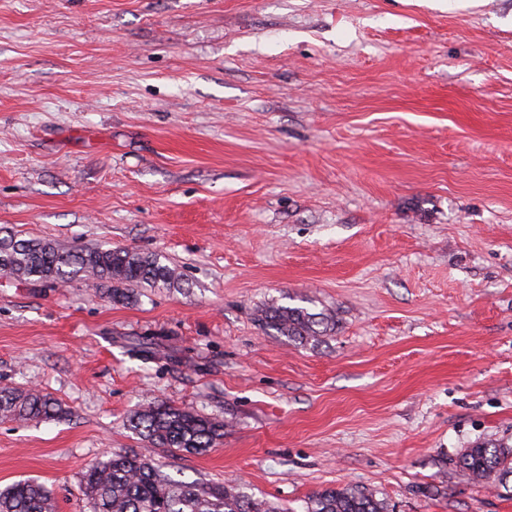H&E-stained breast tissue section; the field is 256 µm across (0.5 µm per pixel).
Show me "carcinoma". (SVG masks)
<instances>
[{
  "label": "carcinoma",
  "mask_w": 512,
  "mask_h": 512,
  "mask_svg": "<svg viewBox=\"0 0 512 512\" xmlns=\"http://www.w3.org/2000/svg\"><path fill=\"white\" fill-rule=\"evenodd\" d=\"M0 274L29 280L46 288H59L74 280L98 286L112 284L114 304L132 299L130 287L170 288L180 274L155 253L126 248L76 246L62 248L36 239L0 238ZM260 321L292 342L315 341L333 316L300 306H270ZM62 412L51 396L36 389L0 388V418L25 421L51 418ZM127 428L172 457L201 455L224 438V423L166 401L133 411ZM457 463L478 483L493 481L508 488L512 477V448L478 442L459 454ZM92 512H283L264 500L240 494L231 485L198 487L162 474L152 460L118 453L91 468L84 478ZM50 489L34 480L15 482L0 489V512H52ZM304 512H387L385 503L366 488L336 487L307 498Z\"/></svg>",
  "instance_id": "carcinoma-1"
}]
</instances>
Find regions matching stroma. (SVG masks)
Masks as SVG:
<instances>
[{"mask_svg": "<svg viewBox=\"0 0 512 512\" xmlns=\"http://www.w3.org/2000/svg\"><path fill=\"white\" fill-rule=\"evenodd\" d=\"M0 232L162 255L176 288L0 274V487L90 512L117 452L300 512H512L456 459L512 446V0H0ZM335 328L299 344L258 308ZM166 401L202 455L128 430ZM62 412L54 398L40 390L18 391L9 387L0 388L1 420L25 421L51 418ZM127 428L172 457L201 455L224 438V423L166 401L153 402L133 411ZM385 503L366 488L336 487L314 492L303 512H387Z\"/></svg>", "mask_w": 512, "mask_h": 512, "instance_id": "35a3bbf8", "label": "stroma"}]
</instances>
